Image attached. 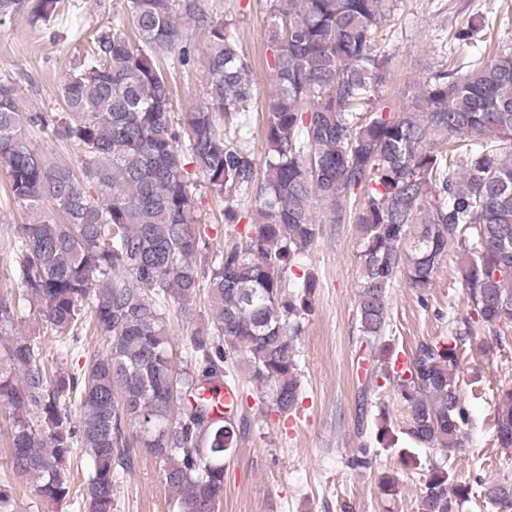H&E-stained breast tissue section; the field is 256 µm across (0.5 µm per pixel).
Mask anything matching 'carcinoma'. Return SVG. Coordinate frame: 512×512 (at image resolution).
Instances as JSON below:
<instances>
[{
	"label": "carcinoma",
	"mask_w": 512,
	"mask_h": 512,
	"mask_svg": "<svg viewBox=\"0 0 512 512\" xmlns=\"http://www.w3.org/2000/svg\"><path fill=\"white\" fill-rule=\"evenodd\" d=\"M383 3L267 0L274 91L261 158L242 135L252 118L251 59L207 0H123L65 76L55 115L23 116L13 87L0 85V166L12 202L31 214L0 229L16 283L0 292V403L9 408L0 445L13 475L0 482V512H17L18 480L57 506L82 499L87 512H113L138 441L163 462L175 512H220L236 423L207 399L185 400L224 384L231 350L245 353L251 381L270 390L279 413L298 407L299 320L312 311L318 281L305 271L289 291L285 273L302 266L321 232L313 200L342 224L345 202L357 195L356 320L365 360L381 363L369 381L392 385L407 433L441 456L424 481L420 512H453L470 495L450 471L468 443L461 346L475 339L490 357L512 328V44L481 47L485 19L469 18L451 41L477 50L476 63L435 66L401 111L386 113ZM25 11L49 23L57 0H0V16ZM192 25L208 32L205 97L176 120L163 61L194 60ZM30 127L73 143L78 168L53 162ZM454 134L462 144L452 163L431 145ZM200 177L219 197L256 202V222L226 248L207 239ZM450 243L470 311L391 369L383 344L389 289L401 273L412 287H428ZM203 282L216 315L190 336L193 360L179 370L166 309L189 308ZM28 309L41 328L24 335L16 326ZM88 326L106 347L85 370L48 365L47 351L79 348ZM497 399L495 441L512 454V387ZM81 452L92 469L76 490L72 463ZM482 488L497 512H512V478Z\"/></svg>",
	"instance_id": "obj_1"
}]
</instances>
